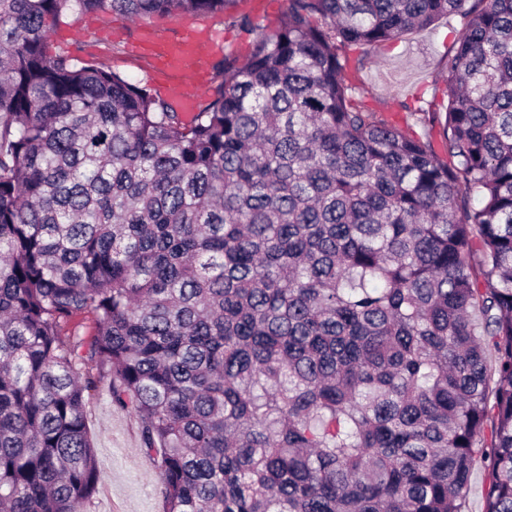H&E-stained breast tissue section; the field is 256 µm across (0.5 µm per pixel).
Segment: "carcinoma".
<instances>
[{
	"label": "carcinoma",
	"mask_w": 512,
	"mask_h": 512,
	"mask_svg": "<svg viewBox=\"0 0 512 512\" xmlns=\"http://www.w3.org/2000/svg\"><path fill=\"white\" fill-rule=\"evenodd\" d=\"M238 2L0 0V512H87L103 381L163 512H461L477 464L512 512V0ZM95 12L223 14L247 57L186 120L49 53ZM449 16L407 133L349 71ZM287 0H245L237 10L247 13L254 22L266 30L274 29L286 7Z\"/></svg>",
	"instance_id": "carcinoma-1"
}]
</instances>
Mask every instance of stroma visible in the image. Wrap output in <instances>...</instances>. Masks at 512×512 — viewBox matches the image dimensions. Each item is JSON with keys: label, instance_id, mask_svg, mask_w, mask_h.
<instances>
[{"label": "stroma", "instance_id": "stroma-1", "mask_svg": "<svg viewBox=\"0 0 512 512\" xmlns=\"http://www.w3.org/2000/svg\"><path fill=\"white\" fill-rule=\"evenodd\" d=\"M178 23V18L171 16L130 20L88 13L54 27L49 51L105 62L163 98L170 77L152 55L133 51L131 44L140 31L152 32L162 42L177 39ZM458 28L457 18H442L425 30L369 47V62L357 77L365 103L405 126V107H419L431 100L440 61L451 49ZM86 412L96 453L105 465L87 512H163L160 479L143 452L139 419L112 406L103 385L88 398Z\"/></svg>", "mask_w": 512, "mask_h": 512}]
</instances>
